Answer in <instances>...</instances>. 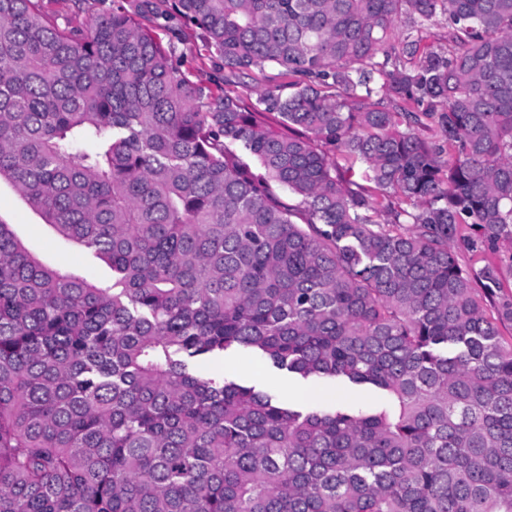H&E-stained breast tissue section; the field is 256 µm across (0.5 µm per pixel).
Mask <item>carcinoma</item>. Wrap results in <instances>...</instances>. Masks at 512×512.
Masks as SVG:
<instances>
[{"instance_id": "1", "label": "carcinoma", "mask_w": 512, "mask_h": 512, "mask_svg": "<svg viewBox=\"0 0 512 512\" xmlns=\"http://www.w3.org/2000/svg\"><path fill=\"white\" fill-rule=\"evenodd\" d=\"M1 180L112 282L0 221V512H512V296L453 251L512 244V0H0ZM238 350L389 404L201 369ZM115 1V2H114ZM124 0H101L94 4L93 10L88 13H79L72 10L67 0H44L43 6L47 14L60 26H84L88 23L93 13L112 11L113 3ZM176 34L165 29H156L162 43L175 44V58L187 76L207 86L212 93L224 91V69L221 62L205 46L203 36L192 25L181 23ZM348 400L362 410H379L387 405L388 399L373 389H353L345 392Z\"/></svg>"}]
</instances>
